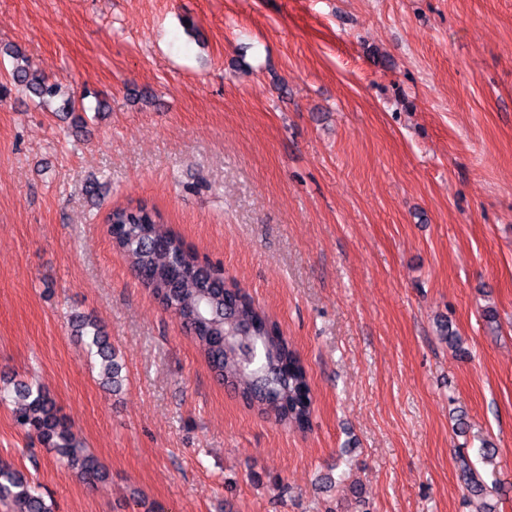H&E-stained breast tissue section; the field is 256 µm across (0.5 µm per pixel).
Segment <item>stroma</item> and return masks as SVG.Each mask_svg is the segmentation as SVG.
Wrapping results in <instances>:
<instances>
[{
  "instance_id": "stroma-1",
  "label": "stroma",
  "mask_w": 512,
  "mask_h": 512,
  "mask_svg": "<svg viewBox=\"0 0 512 512\" xmlns=\"http://www.w3.org/2000/svg\"><path fill=\"white\" fill-rule=\"evenodd\" d=\"M15 46L82 131L11 84ZM138 200L279 323L309 430L218 382L134 277L107 216ZM1 375L45 385L108 472L0 403V461L53 512H512V0H0ZM72 331L76 336L87 338L88 352L101 359L100 374L103 385L112 387L113 392L118 391L124 381L123 364L118 360L115 348L102 335L99 323L90 316L79 315L72 321Z\"/></svg>"
}]
</instances>
